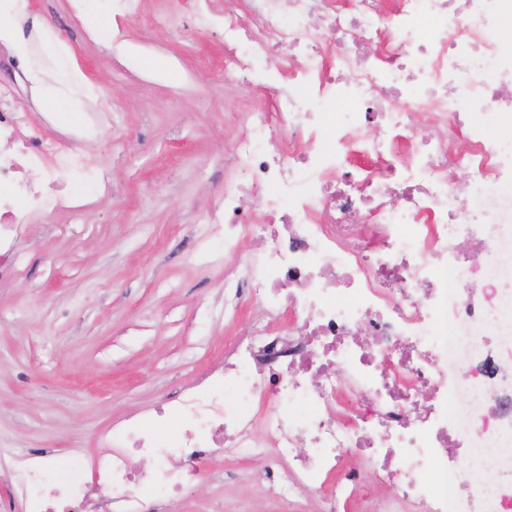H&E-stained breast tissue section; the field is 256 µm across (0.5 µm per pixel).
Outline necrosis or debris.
Masks as SVG:
<instances>
[{
	"mask_svg": "<svg viewBox=\"0 0 512 512\" xmlns=\"http://www.w3.org/2000/svg\"><path fill=\"white\" fill-rule=\"evenodd\" d=\"M178 2L223 27L225 79L283 48L301 57L267 85L269 107L243 114L215 218L225 287L255 294L266 318L174 406L65 473L18 457L13 496L29 512H96L94 489L114 512H158L239 448L286 505L512 512V485L491 478H512V147L487 134L512 124V0ZM13 95L0 87V271L18 225L88 205L34 179L80 173L92 193L103 182L74 135H28ZM457 442L469 453L452 467ZM175 454L185 466L171 467ZM352 454L373 482L345 468Z\"/></svg>",
	"mask_w": 512,
	"mask_h": 512,
	"instance_id": "necrosis-or-debris-1",
	"label": "necrosis or debris"
}]
</instances>
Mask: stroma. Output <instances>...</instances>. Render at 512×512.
I'll list each match as a JSON object with an SVG mask.
<instances>
[{"label": "stroma", "mask_w": 512, "mask_h": 512, "mask_svg": "<svg viewBox=\"0 0 512 512\" xmlns=\"http://www.w3.org/2000/svg\"><path fill=\"white\" fill-rule=\"evenodd\" d=\"M72 0H12L0 21L26 45L21 106L43 136L98 113L77 150L107 188L79 215L60 211L15 236V275L0 276V512H24L8 462L90 456L104 436L148 418L196 382L240 332L224 321V240L212 232L242 112L269 105L225 80L224 37L157 0L112 18L111 36ZM53 93L57 113L40 104ZM262 462L225 450L166 512H281Z\"/></svg>", "instance_id": "1"}]
</instances>
